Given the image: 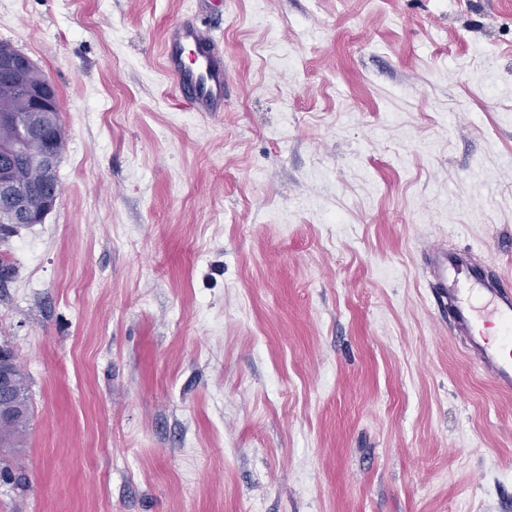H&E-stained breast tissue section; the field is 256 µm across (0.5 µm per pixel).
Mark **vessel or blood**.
<instances>
[{
	"label": "vessel or blood",
	"mask_w": 512,
	"mask_h": 512,
	"mask_svg": "<svg viewBox=\"0 0 512 512\" xmlns=\"http://www.w3.org/2000/svg\"><path fill=\"white\" fill-rule=\"evenodd\" d=\"M163 69L179 97L196 112L224 109V55L211 29L191 20L165 36ZM439 309L469 362L493 387L512 394V279L474 264L466 251L431 247L424 253Z\"/></svg>",
	"instance_id": "vessel-or-blood-1"
}]
</instances>
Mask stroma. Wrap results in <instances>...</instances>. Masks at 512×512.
<instances>
[{
	"instance_id": "1",
	"label": "stroma",
	"mask_w": 512,
	"mask_h": 512,
	"mask_svg": "<svg viewBox=\"0 0 512 512\" xmlns=\"http://www.w3.org/2000/svg\"><path fill=\"white\" fill-rule=\"evenodd\" d=\"M184 17L223 111L161 70ZM0 41L67 140L0 284V512H512V395L423 264L512 277V0H0ZM186 49L193 60H184ZM163 69L179 97L194 112L224 109V55L211 29L193 20L171 26L165 36ZM10 352L14 351L5 345ZM10 352L1 348L0 350V399L11 397L6 401L0 400V413L9 414L12 419L6 425L0 426V448L14 449L23 445V437L31 418V402L28 394L26 375L18 362L11 365L10 375ZM15 357V355H14ZM16 358V357H15ZM1 362L2 367H1Z\"/></svg>"
}]
</instances>
